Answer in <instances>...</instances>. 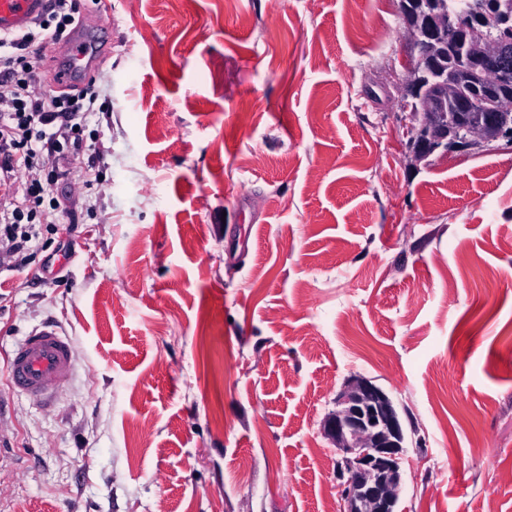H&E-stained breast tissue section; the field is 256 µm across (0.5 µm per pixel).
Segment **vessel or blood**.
Listing matches in <instances>:
<instances>
[{
    "mask_svg": "<svg viewBox=\"0 0 512 512\" xmlns=\"http://www.w3.org/2000/svg\"><path fill=\"white\" fill-rule=\"evenodd\" d=\"M46 0H0V35L25 30L43 13ZM62 68L57 81L66 84L79 76L95 59L91 42L74 33L69 43L59 47ZM75 347L57 327L46 326L26 334L16 345L8 365L14 390L42 406H52L57 393L73 375ZM0 412V477L14 472L16 462L12 441Z\"/></svg>",
    "mask_w": 512,
    "mask_h": 512,
    "instance_id": "b4317fda",
    "label": "vessel or blood"
}]
</instances>
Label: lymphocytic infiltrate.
Returning <instances> with one entry per match:
<instances>
[{
  "label": "lymphocytic infiltrate",
  "instance_id": "f902f5d3",
  "mask_svg": "<svg viewBox=\"0 0 512 512\" xmlns=\"http://www.w3.org/2000/svg\"><path fill=\"white\" fill-rule=\"evenodd\" d=\"M80 12L79 0H51L48 12L21 34L0 37V268L19 271L31 259L30 243L39 224L60 221L59 207L45 209L44 195L67 179L64 166L72 148L83 143L76 121L93 109L98 94L86 85L70 95L44 91L38 78L46 44L66 41Z\"/></svg>",
  "mask_w": 512,
  "mask_h": 512
}]
</instances>
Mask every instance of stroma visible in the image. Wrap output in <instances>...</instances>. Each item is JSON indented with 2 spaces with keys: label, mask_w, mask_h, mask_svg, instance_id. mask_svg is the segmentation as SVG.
Here are the masks:
<instances>
[{
  "label": "stroma",
  "mask_w": 512,
  "mask_h": 512,
  "mask_svg": "<svg viewBox=\"0 0 512 512\" xmlns=\"http://www.w3.org/2000/svg\"><path fill=\"white\" fill-rule=\"evenodd\" d=\"M101 142L72 236L0 272V512H324L356 376L404 428L395 512H512V144L417 159L399 0H83ZM59 326L51 408L8 359ZM7 416L1 410L0 403V480L1 484L4 480L5 473H13L17 463L13 455V444L8 431L4 427V421ZM10 447V448H9Z\"/></svg>",
  "instance_id": "stroma-1"
}]
</instances>
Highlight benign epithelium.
Instances as JSON below:
<instances>
[{"label":"benign epithelium","instance_id":"7a95c632","mask_svg":"<svg viewBox=\"0 0 512 512\" xmlns=\"http://www.w3.org/2000/svg\"><path fill=\"white\" fill-rule=\"evenodd\" d=\"M496 23V14L489 10L475 19H467L466 63L470 70L483 76L497 69L499 50L504 45L503 41L487 36V30ZM407 31L412 47L418 51L436 48L447 39V29L440 17L421 30L409 25ZM424 72L426 68L417 67L414 80L405 87L412 113L426 115L413 140L417 157L424 158L442 146L466 148L482 140L512 135L504 131L502 112L506 107L499 99L483 104L488 116L480 128L455 132L435 123L431 113L442 101L468 106V84L450 80L431 83L421 77ZM324 433L342 453L336 464L341 480L338 512H395L402 486L404 432L399 414L385 391L368 378L352 380L337 396L336 410L326 417Z\"/></svg>","mask_w":512,"mask_h":512}]
</instances>
